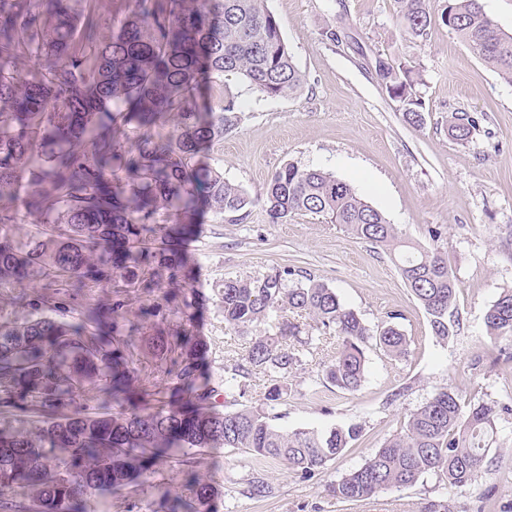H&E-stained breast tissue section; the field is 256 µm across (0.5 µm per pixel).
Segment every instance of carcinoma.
<instances>
[{"instance_id": "1", "label": "carcinoma", "mask_w": 512, "mask_h": 512, "mask_svg": "<svg viewBox=\"0 0 512 512\" xmlns=\"http://www.w3.org/2000/svg\"><path fill=\"white\" fill-rule=\"evenodd\" d=\"M404 36L427 39L440 21L507 82H512V35L501 32L480 0H449L435 15L431 0H396ZM31 63L23 75L17 63ZM373 68L404 119L424 122L422 84L415 66L377 56ZM238 73L267 97H290L306 78L265 0H127V14L110 35L95 0H0V288L44 284L50 301L72 281L110 283L147 293L190 281L181 247L194 234L198 213L245 218L255 203L221 169L198 155L224 140L241 121L234 99L215 104L213 88ZM476 127L453 113L448 133L465 142ZM271 224L295 214L323 216L357 239L393 254L402 279L429 316L436 338L457 333L456 282L438 241L402 237L397 227L347 182L321 169L287 163L267 182L263 200ZM33 215L54 226L24 244L10 227ZM292 271L226 277L219 285L224 324L258 327L270 314L278 334H257L224 376L237 398L215 409L217 390L201 369L190 329L158 339L175 371L165 395L134 383L141 322H127L122 303L91 305V323L48 314L0 328V413L23 420L34 413V434L0 429V512H85L86 499L119 493L195 448H235L258 460L278 459L312 477L357 440L361 428L284 430L274 424L287 389L272 384L264 406L239 404L260 371L288 378L313 352L288 314H307L340 343L325 379L343 392L365 381L367 350L399 358L406 336L392 323L371 327L327 285L294 282ZM153 305L152 325L186 315L192 299ZM485 324L512 336V289L501 292ZM90 384L112 407L88 413L76 397ZM495 401L466 403L449 386L436 388L411 411L400 431L365 462L328 487L340 502L371 499L433 475L450 489L472 487L488 468L501 415ZM23 482L29 493L8 492ZM271 487L258 471L241 494L259 499ZM211 489L176 497L171 512H208Z\"/></svg>"}]
</instances>
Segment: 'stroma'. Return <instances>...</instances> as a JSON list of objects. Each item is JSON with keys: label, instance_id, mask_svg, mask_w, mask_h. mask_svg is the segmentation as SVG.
I'll return each instance as SVG.
<instances>
[{"label": "stroma", "instance_id": "1", "mask_svg": "<svg viewBox=\"0 0 512 512\" xmlns=\"http://www.w3.org/2000/svg\"><path fill=\"white\" fill-rule=\"evenodd\" d=\"M265 6L306 84L294 96L268 98L229 73L212 93L216 100L236 99L244 117L210 150L208 161L255 203L238 221L213 213L199 217L194 238L183 248L196 297L191 329L205 371L215 387H223L225 365L246 346L245 336L224 324V278L274 268L323 282L367 325L394 321L408 340L407 351L392 359L369 350L366 379L348 393L324 379L338 345L327 335L289 375L279 427L361 428L358 440L314 477L239 450L199 448L190 463H161L123 494L88 498L86 512H169L170 497H192L201 480L211 487L212 512H420L426 503L442 500L450 512H480V495L487 490L495 512H512V414L500 420L489 467L474 487L451 492L427 475L414 486L393 487L362 502L339 503L328 492L329 484L396 434L405 416L437 387L451 386L466 401L512 407V367L490 358L494 349L512 353V338L491 335L484 323L499 294L512 289V83L443 24L434 26L428 40L405 39L395 0H266ZM329 26L340 31L342 42L325 40L322 31ZM378 55L420 68L422 126L408 124L400 103L379 85L372 68ZM454 112L477 121L466 143L448 134ZM289 162L345 180L410 241L427 242L428 226L441 229L440 245L457 284L460 326L453 339L433 335L387 250L315 215L269 223L259 200L270 174ZM116 299L123 302L125 319L140 322L155 297L104 283L67 299L55 316L66 320L81 304L108 306ZM136 368L140 383L162 391L174 366L146 334L138 341ZM255 467L272 487L261 499L238 492Z\"/></svg>", "mask_w": 512, "mask_h": 512}]
</instances>
